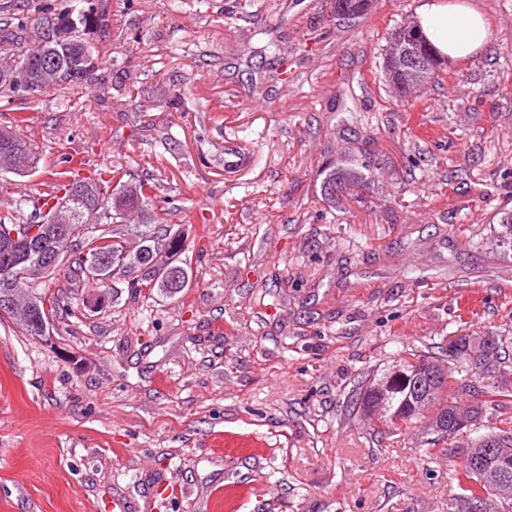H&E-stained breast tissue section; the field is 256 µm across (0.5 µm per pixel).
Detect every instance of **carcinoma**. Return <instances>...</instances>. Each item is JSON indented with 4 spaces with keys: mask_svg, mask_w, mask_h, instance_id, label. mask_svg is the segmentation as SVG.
Wrapping results in <instances>:
<instances>
[{
    "mask_svg": "<svg viewBox=\"0 0 512 512\" xmlns=\"http://www.w3.org/2000/svg\"><path fill=\"white\" fill-rule=\"evenodd\" d=\"M336 17H360L368 13L361 0H335ZM30 18H16L12 14L0 18V75L8 74L25 53L41 60L55 55L65 63L74 53L82 54L84 64L98 61L93 46L84 35L95 30L93 20H77L73 39L52 51V44L34 41L23 43L21 33ZM422 51V38L413 34L411 23L405 21L395 27L388 38L382 71L386 85L401 102L418 87L435 80L437 71L426 68L419 74L402 70L394 51ZM39 159L29 150L26 141L9 127H0V168L15 174H24L38 166ZM320 195L327 203L336 204V196L347 192L373 177V170L364 163L328 167L323 171ZM126 172L115 167H104L89 176L81 173L78 165L67 161L61 169H53L44 181L45 189L36 196L21 199L0 207V233L6 229L30 228L47 225L46 243L56 241L57 225L48 223L57 209L67 207L73 213L69 225L71 241L80 246L71 249L54 268L58 275L73 285L104 286L106 280L132 276L128 287L135 292H159L167 298L176 297L189 283L188 268L172 265L163 256L187 251L186 238L180 231H172L167 224V212L156 204V186L136 179H124ZM31 208L29 222L20 224L24 208ZM138 214L141 224L136 233L142 245L135 251L126 244L128 226L126 217ZM98 224H110L112 229L96 233ZM40 254L17 249L11 255L0 252V266L13 264L11 275L19 300L15 312H0V320H8L26 336L38 338L47 335L50 321L38 325L35 317L47 310L56 315L68 310L61 303V295L41 291L35 285L48 277L39 273ZM448 361L449 374L460 376L459 385L449 392V382L434 373L438 357L416 354L414 360H397L394 370L382 371L369 386L355 385L348 392L345 412L339 420L348 423L357 418L374 426L382 435L400 428H417L423 435L419 452L424 459L433 455L439 441L452 437L460 451V461L454 476L455 488L448 498V512H477L473 505L485 504L484 512H512V428H500L485 423L487 411H499L512 405V338L509 336H458L448 345L440 346ZM486 375L496 382L479 385ZM472 397L466 406L465 420L448 419L449 408L458 405L460 395ZM498 435L506 447L489 453L483 450L489 434Z\"/></svg>",
    "mask_w": 512,
    "mask_h": 512,
    "instance_id": "carcinoma-1",
    "label": "carcinoma"
}]
</instances>
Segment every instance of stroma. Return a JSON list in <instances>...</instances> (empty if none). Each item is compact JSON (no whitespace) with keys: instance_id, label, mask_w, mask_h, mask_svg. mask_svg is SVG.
Segmentation results:
<instances>
[{"instance_id":"stroma-1","label":"stroma","mask_w":512,"mask_h":512,"mask_svg":"<svg viewBox=\"0 0 512 512\" xmlns=\"http://www.w3.org/2000/svg\"><path fill=\"white\" fill-rule=\"evenodd\" d=\"M426 2L107 0L82 88L21 113L40 161L0 206L106 163L202 253L175 299L117 280L91 311L53 275L49 336L0 322V512H448L455 441L426 461L418 430L338 422L400 346L512 324V0H467L488 44L400 103L381 55ZM350 158L374 178L324 203Z\"/></svg>"}]
</instances>
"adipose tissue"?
<instances>
[{
	"instance_id": "obj_1",
	"label": "adipose tissue",
	"mask_w": 512,
	"mask_h": 512,
	"mask_svg": "<svg viewBox=\"0 0 512 512\" xmlns=\"http://www.w3.org/2000/svg\"><path fill=\"white\" fill-rule=\"evenodd\" d=\"M426 37L452 60L472 56L489 40L483 16L463 0H432L419 13Z\"/></svg>"
}]
</instances>
